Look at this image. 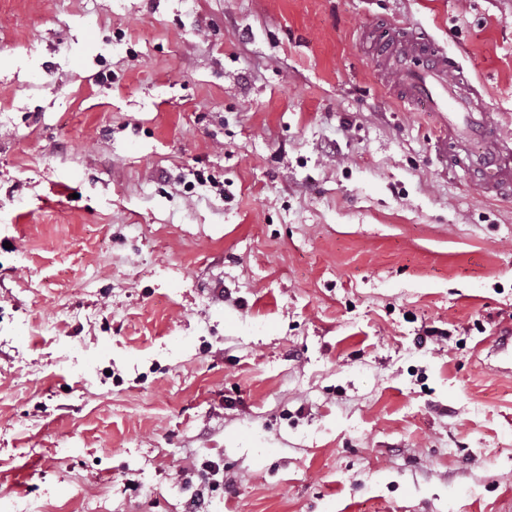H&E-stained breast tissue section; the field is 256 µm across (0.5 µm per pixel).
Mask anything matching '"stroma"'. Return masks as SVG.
I'll return each mask as SVG.
<instances>
[{"label":"stroma","mask_w":512,"mask_h":512,"mask_svg":"<svg viewBox=\"0 0 512 512\" xmlns=\"http://www.w3.org/2000/svg\"><path fill=\"white\" fill-rule=\"evenodd\" d=\"M390 27L512 128V0H0V512H512V200ZM365 40L378 73L398 89L401 101L437 112L441 140L479 142L476 153L457 155L459 164L478 170L488 194L508 197L512 193V129L492 120L480 85L466 80L460 65L423 31L388 29L385 35Z\"/></svg>","instance_id":"1"}]
</instances>
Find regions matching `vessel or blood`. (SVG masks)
Wrapping results in <instances>:
<instances>
[{
  "label": "vessel or blood",
  "instance_id": "1",
  "mask_svg": "<svg viewBox=\"0 0 512 512\" xmlns=\"http://www.w3.org/2000/svg\"><path fill=\"white\" fill-rule=\"evenodd\" d=\"M378 72L410 107L437 113L445 142L478 141L477 152L461 157L478 170L493 196L512 194V129L491 118L481 88L462 74L433 38L414 28H396L368 39Z\"/></svg>",
  "mask_w": 512,
  "mask_h": 512
}]
</instances>
